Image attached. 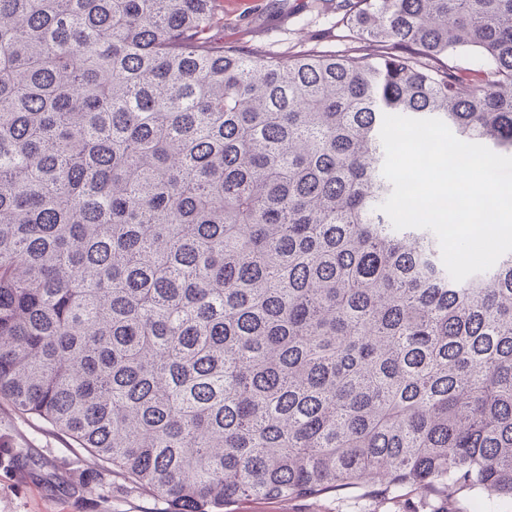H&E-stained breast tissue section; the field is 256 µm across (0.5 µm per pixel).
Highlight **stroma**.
Returning <instances> with one entry per match:
<instances>
[{
    "mask_svg": "<svg viewBox=\"0 0 512 512\" xmlns=\"http://www.w3.org/2000/svg\"><path fill=\"white\" fill-rule=\"evenodd\" d=\"M225 41L288 57L316 48L342 54L352 48L337 26L336 0H221ZM0 443L14 449L17 469H0V512H167L165 502L124 478L102 471L84 448L47 421L18 412L0 399ZM472 512L467 497L447 502L409 488L399 499H355L327 490L307 499L242 497L226 512Z\"/></svg>",
    "mask_w": 512,
    "mask_h": 512,
    "instance_id": "35a3bbf8",
    "label": "stroma"
}]
</instances>
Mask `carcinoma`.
Returning <instances> with one entry per match:
<instances>
[{
  "instance_id": "obj_1",
  "label": "carcinoma",
  "mask_w": 512,
  "mask_h": 512,
  "mask_svg": "<svg viewBox=\"0 0 512 512\" xmlns=\"http://www.w3.org/2000/svg\"><path fill=\"white\" fill-rule=\"evenodd\" d=\"M217 7L0 0V397L169 512H512V252L455 282L378 209L385 114L512 156V0H337L357 47L286 59ZM350 490H327L317 497L307 499H267L241 497L229 505L226 512H407V511H459L472 512L466 496L454 501L430 497L421 489L407 488L397 500L366 498L356 500ZM430 501V509L422 510L421 504Z\"/></svg>"
}]
</instances>
